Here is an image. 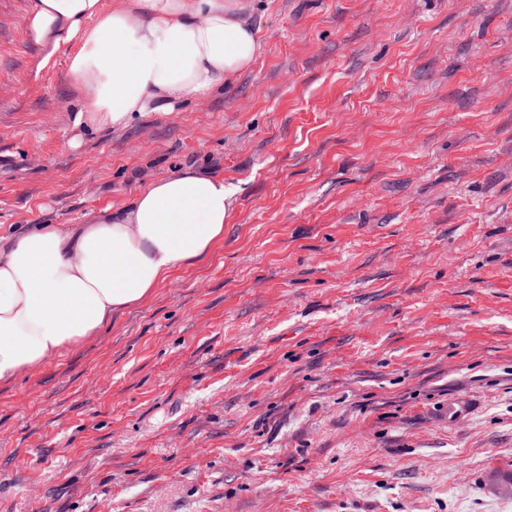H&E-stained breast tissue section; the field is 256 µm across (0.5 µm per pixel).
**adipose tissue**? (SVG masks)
<instances>
[{"label": "adipose tissue", "instance_id": "1", "mask_svg": "<svg viewBox=\"0 0 512 512\" xmlns=\"http://www.w3.org/2000/svg\"><path fill=\"white\" fill-rule=\"evenodd\" d=\"M247 0H32L44 62L64 53L72 125L124 129L230 84L263 47ZM233 192L192 169L81 224H37L0 251V382L45 365L144 304L224 240Z\"/></svg>", "mask_w": 512, "mask_h": 512}]
</instances>
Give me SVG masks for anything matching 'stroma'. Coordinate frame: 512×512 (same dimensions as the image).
<instances>
[{"instance_id":"1","label":"stroma","mask_w":512,"mask_h":512,"mask_svg":"<svg viewBox=\"0 0 512 512\" xmlns=\"http://www.w3.org/2000/svg\"><path fill=\"white\" fill-rule=\"evenodd\" d=\"M0 0V243L184 169L224 241L0 383V512H512V0H251L229 87L71 148Z\"/></svg>"}]
</instances>
